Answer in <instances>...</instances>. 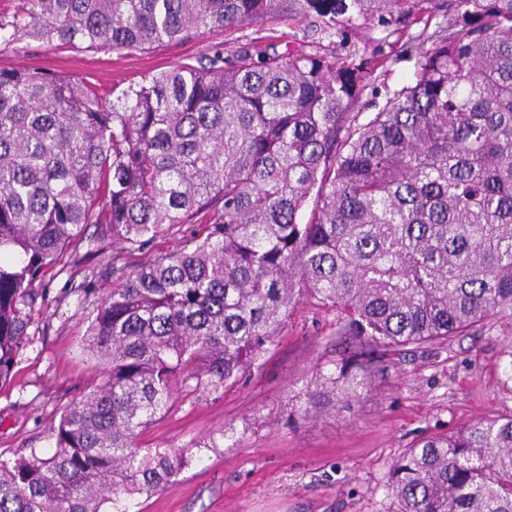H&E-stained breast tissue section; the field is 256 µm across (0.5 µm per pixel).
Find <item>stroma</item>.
<instances>
[{
	"label": "stroma",
	"mask_w": 512,
	"mask_h": 512,
	"mask_svg": "<svg viewBox=\"0 0 512 512\" xmlns=\"http://www.w3.org/2000/svg\"><path fill=\"white\" fill-rule=\"evenodd\" d=\"M273 35L279 50L316 38L288 21L246 23L203 31L190 40L117 54L86 47L47 46L29 39L0 42V68H38L108 90L127 87L183 63L204 59L215 45L232 52ZM98 258L88 244L70 249L47 278L17 357L10 386L0 389V453L54 447L51 427L63 408L91 383L93 365L83 335L107 283L82 285ZM351 346L336 334L333 313L302 305L264 357L260 373L217 394L188 393L141 437L146 448H183L223 431L224 446L203 452L132 512H395L385 485L390 467L420 435L458 429L481 417L512 414L505 366L512 357V324L386 355L370 391L351 407L302 417L298 396L334 372Z\"/></svg>",
	"instance_id": "stroma-1"
}]
</instances>
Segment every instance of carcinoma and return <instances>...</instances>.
<instances>
[{"label":"carcinoma","mask_w":512,"mask_h":512,"mask_svg":"<svg viewBox=\"0 0 512 512\" xmlns=\"http://www.w3.org/2000/svg\"><path fill=\"white\" fill-rule=\"evenodd\" d=\"M439 13L430 47L378 50L414 65L379 93L349 37L380 28L396 45ZM281 19L344 54L280 53L268 35L114 100L0 69V388L86 227L112 275L83 340L99 377L51 452L0 454V512H108L166 485L192 458L139 447L143 431L181 393L260 371L305 302L356 343L306 391L312 415L358 400L391 351L512 321V0H21L0 39L123 53ZM167 234L173 249L136 259ZM386 488L397 512H512V414L423 435Z\"/></svg>","instance_id":"obj_1"}]
</instances>
